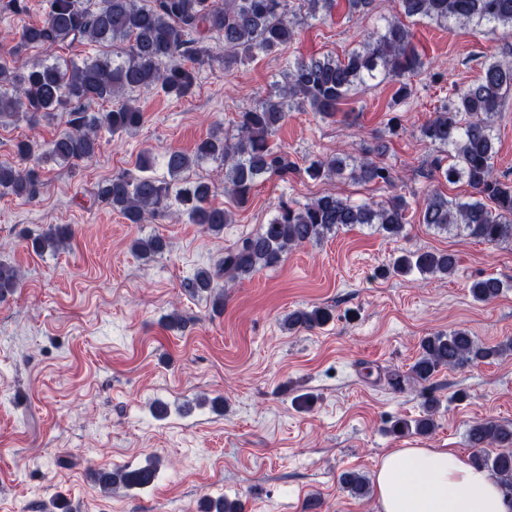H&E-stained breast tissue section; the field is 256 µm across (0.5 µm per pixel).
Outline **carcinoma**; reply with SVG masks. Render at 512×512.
I'll return each instance as SVG.
<instances>
[{
	"instance_id": "carcinoma-1",
	"label": "carcinoma",
	"mask_w": 512,
	"mask_h": 512,
	"mask_svg": "<svg viewBox=\"0 0 512 512\" xmlns=\"http://www.w3.org/2000/svg\"><path fill=\"white\" fill-rule=\"evenodd\" d=\"M401 15L369 35L344 57L325 56L288 63L274 95L238 113L236 133H211L190 153L171 150L165 165L169 179L148 174L150 157H140V175H118L90 192L95 201L105 202L129 223L141 224L176 205L181 217L211 234H219L232 223V211L213 202L217 187L189 172L202 161L224 165V193L236 206H244L258 183L277 176L286 181L291 174L305 172L312 179L347 177L358 182L393 181L391 170L364 155L336 153L318 157L305 168L274 146L270 137L293 110L311 111L332 118L353 88L381 75L400 82L398 100L408 96L406 79L424 68L421 54L413 44L407 20L434 22L446 29L466 25H509L512 0H399ZM338 0H48L43 20L26 25L16 37L13 55L34 47H79L96 43L112 48L95 58L80 62L42 61L32 65L0 64V120H25L36 124L58 112L69 116V129L56 137L49 159L75 164L96 155L99 133L113 134L138 128L143 112L128 94L144 88H158L175 98H185L194 89L197 67L213 57L211 40L224 42V69L236 67L257 54L284 49L295 36L298 14L307 17L332 16ZM512 90V60L493 59L482 64L475 79L448 95V105L436 109L422 127L424 139L448 154V165L435 158L429 176L450 183L465 182L471 189L466 198H448L431 190L424 201L423 223L438 230L455 229L487 244L512 243V182L500 179L494 170V118L501 111L505 95ZM115 101L112 109L92 112V105ZM34 145L29 140L15 144L16 162L0 164V194L33 198L40 193L39 170L29 164ZM409 204L402 196L385 203L354 204L333 193L323 194L305 204L279 203L274 216L259 229L224 250L212 265L199 268L184 283L191 295L206 293L214 310H224V287L218 281L245 280L256 273L279 266L292 249L319 242L354 225H374L390 238L404 239ZM67 226H51L30 238L38 254L67 249L71 238ZM132 250L143 259L164 253L167 242L160 236L136 238ZM456 258L448 252L421 247L405 250L392 263V272L404 275L416 271L422 276L449 275ZM21 271L0 261V299L20 287ZM504 285L494 276L474 281L472 297L491 302ZM332 319V309L314 305L289 313L284 318L288 331H313ZM512 349L509 340L495 347L478 344L464 329L426 336L420 354L407 379L429 381L440 369L475 366L493 360ZM425 416L410 422L393 421L390 431L404 436L410 431L430 435L439 400L424 399ZM467 443L473 448L471 462L491 472L504 492L512 496V426L493 419L469 426ZM496 448L492 454L489 449ZM157 467H117L96 473L105 490L115 484L144 488L156 478ZM351 494L370 493L369 479L355 471L342 476ZM203 512H244L238 498L208 501Z\"/></svg>"
}]
</instances>
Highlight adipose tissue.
I'll list each match as a JSON object with an SVG mask.
<instances>
[{"instance_id":"obj_1","label":"adipose tissue","mask_w":512,"mask_h":512,"mask_svg":"<svg viewBox=\"0 0 512 512\" xmlns=\"http://www.w3.org/2000/svg\"><path fill=\"white\" fill-rule=\"evenodd\" d=\"M378 512H512L487 471L437 448H400L375 472Z\"/></svg>"}]
</instances>
